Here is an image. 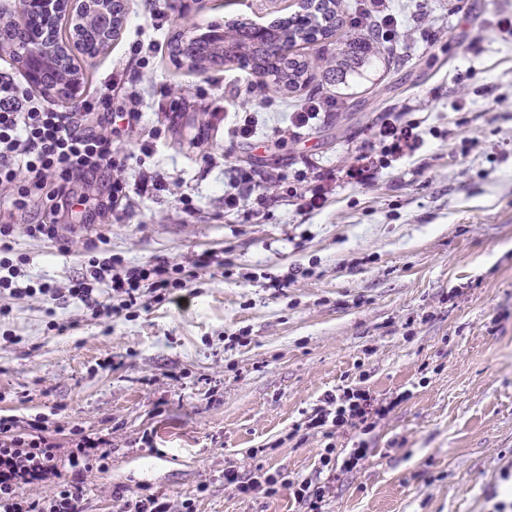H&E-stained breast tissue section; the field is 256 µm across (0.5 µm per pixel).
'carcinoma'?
Returning <instances> with one entry per match:
<instances>
[{"mask_svg":"<svg viewBox=\"0 0 512 512\" xmlns=\"http://www.w3.org/2000/svg\"><path fill=\"white\" fill-rule=\"evenodd\" d=\"M340 0H308L304 14L283 18L268 28L264 39L254 41L251 28L244 23L234 24L224 32L227 45L220 46L218 39L198 40L185 48L175 46L179 57L189 56L192 66L207 69L236 61L251 67L258 75L274 77L275 84L289 92H295L310 82V62L307 59L282 54L283 47L293 48L300 43L311 44L320 38L332 36L342 26L339 10ZM39 23L30 21L24 26L6 27L15 42L17 51H22ZM378 54L376 41L370 34L359 33L346 40L331 57L321 61L328 65V72L338 77L363 79L373 67Z\"/></svg>","mask_w":512,"mask_h":512,"instance_id":"cac0c4a2","label":"carcinoma"}]
</instances>
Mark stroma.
I'll return each instance as SVG.
<instances>
[{
  "label": "stroma",
  "instance_id": "stroma-1",
  "mask_svg": "<svg viewBox=\"0 0 512 512\" xmlns=\"http://www.w3.org/2000/svg\"><path fill=\"white\" fill-rule=\"evenodd\" d=\"M122 2L121 38L75 67L82 99L108 84L113 110L137 114L114 139L130 157L128 206L109 224L85 209L61 216L82 233L54 241L26 232L38 200L0 224L13 225L28 275L61 283L84 273L87 240L129 265L204 253L225 265L112 318L11 301L0 417L42 420L62 458L73 429L111 437L108 470L87 475L86 512H117L116 486L188 496L197 512H297L285 487L238 495L225 464L312 475L322 449L350 437L298 424L326 393L363 388L400 403L326 512H512V39L497 29L512 0H386L403 31L395 55L363 84L318 68L294 93L237 83L235 62L196 70L171 47L190 25H269L303 0ZM151 40L163 49L145 63L131 47ZM325 97L335 111L285 142L225 135L224 103L266 109L273 128ZM385 122L419 123L423 143L356 182ZM151 140L154 154L133 161ZM244 168L259 186L239 183ZM146 177L160 188L141 193Z\"/></svg>",
  "mask_w": 512,
  "mask_h": 512
}]
</instances>
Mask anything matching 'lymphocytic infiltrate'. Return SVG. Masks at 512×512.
<instances>
[{"label": "lymphocytic infiltrate", "instance_id": "obj_1", "mask_svg": "<svg viewBox=\"0 0 512 512\" xmlns=\"http://www.w3.org/2000/svg\"><path fill=\"white\" fill-rule=\"evenodd\" d=\"M112 88L104 86L98 98L84 102L81 111L63 112L54 104L36 98L13 78L0 76V208L26 211L32 201L43 197L52 214L71 210L75 199L70 185L107 177L106 200L95 201L100 217L112 215V204L125 194L122 174L127 159L112 144ZM13 225H0V316L8 315V299H40L55 305L76 300L92 316L117 314L136 304L144 292L165 296L185 288L196 271L215 262L214 256L197 258L191 266L171 261L129 266L113 257L89 258L81 277L65 285L32 281L22 277L20 260L14 259ZM108 290L100 300L96 285ZM395 400L373 396L366 389L340 388L327 393L307 417L308 430L327 436L352 434V447L343 453L327 449L317 474L311 478L281 480L279 473L256 466L243 473L235 465L224 468V482L242 496L261 491L275 495L279 483L291 489L298 512H324L337 470H353L368 458L367 437L379 420L395 407ZM39 422H22L13 416L0 418V512H83L87 494L84 475L102 468L112 455V442L102 437L79 435L67 458L72 471L62 478L55 444L42 436ZM54 479L52 490L42 497L29 496L28 485ZM119 512H195L192 499H170L159 495H126L112 490Z\"/></svg>", "mask_w": 512, "mask_h": 512}]
</instances>
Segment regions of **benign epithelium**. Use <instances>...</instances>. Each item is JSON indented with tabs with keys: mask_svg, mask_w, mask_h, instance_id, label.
<instances>
[{
	"mask_svg": "<svg viewBox=\"0 0 512 512\" xmlns=\"http://www.w3.org/2000/svg\"><path fill=\"white\" fill-rule=\"evenodd\" d=\"M112 0H17L18 10L25 18L39 14L61 16L72 26L82 23L85 14L95 12L102 20L101 48L105 49L119 39L124 29V17L112 13ZM80 51L78 36L60 41L54 29L44 28L34 33L28 50L21 55L18 64L30 84L44 86L50 69L62 57L72 58Z\"/></svg>",
	"mask_w": 512,
	"mask_h": 512,
	"instance_id": "benign-epithelium-1",
	"label": "benign epithelium"
}]
</instances>
